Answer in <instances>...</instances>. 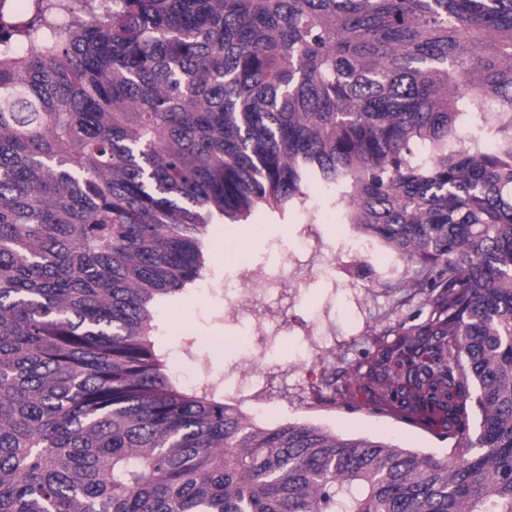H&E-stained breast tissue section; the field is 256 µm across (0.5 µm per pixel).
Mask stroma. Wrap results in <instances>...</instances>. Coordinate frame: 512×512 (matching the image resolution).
<instances>
[{
  "instance_id": "1",
  "label": "stroma",
  "mask_w": 512,
  "mask_h": 512,
  "mask_svg": "<svg viewBox=\"0 0 512 512\" xmlns=\"http://www.w3.org/2000/svg\"><path fill=\"white\" fill-rule=\"evenodd\" d=\"M341 193L310 179L301 197L213 218L200 278L154 308L151 339L187 390L219 389L253 422L312 424L446 458L445 432L383 412L351 373L376 339L423 301L379 243L357 252Z\"/></svg>"
}]
</instances>
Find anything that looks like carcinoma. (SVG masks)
<instances>
[{"instance_id": "obj_1", "label": "carcinoma", "mask_w": 512, "mask_h": 512, "mask_svg": "<svg viewBox=\"0 0 512 512\" xmlns=\"http://www.w3.org/2000/svg\"><path fill=\"white\" fill-rule=\"evenodd\" d=\"M57 8L0 50V512H512V0ZM309 177L435 294L373 376L446 459L262 427L155 350L211 219Z\"/></svg>"}]
</instances>
